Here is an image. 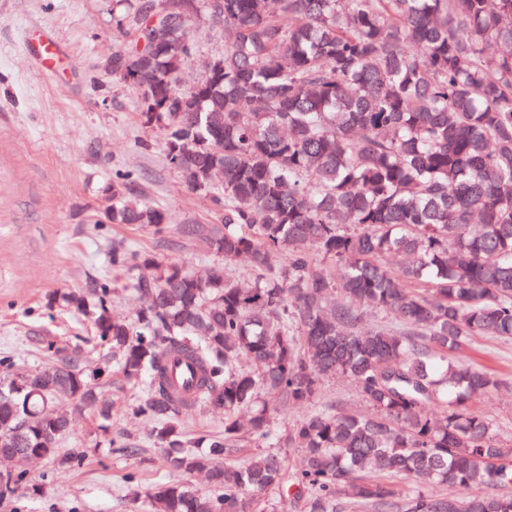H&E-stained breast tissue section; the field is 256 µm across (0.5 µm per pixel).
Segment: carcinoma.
Masks as SVG:
<instances>
[{"mask_svg": "<svg viewBox=\"0 0 512 512\" xmlns=\"http://www.w3.org/2000/svg\"><path fill=\"white\" fill-rule=\"evenodd\" d=\"M116 5L140 41L112 70L139 91L142 124L189 189L222 177L221 223L185 233L226 263L248 258L253 276L220 265L199 279L112 249L113 268L152 270L133 281L135 321L110 315V280L64 295L91 316L103 363L89 371L51 343L39 369L0 356V458L16 462L0 498L29 484L31 455L83 464L86 449L60 448L74 420L56 406L109 419L95 380L113 360L173 474L144 489L126 476L149 512H244L248 498L290 491L307 512H512V448L470 408L501 380L454 357L473 336L512 338V0ZM198 16L229 39L181 89ZM128 180L106 189L107 216L162 234L168 216L131 197ZM362 307L398 320L368 326ZM173 358L199 372L184 391ZM336 377L368 411L316 405ZM189 406L224 411V429L186 441ZM298 406L311 410L277 433L276 416ZM246 440L296 448L302 465L290 473L269 451L239 459ZM194 474L210 491L186 482Z\"/></svg>", "mask_w": 512, "mask_h": 512, "instance_id": "1", "label": "carcinoma"}]
</instances>
